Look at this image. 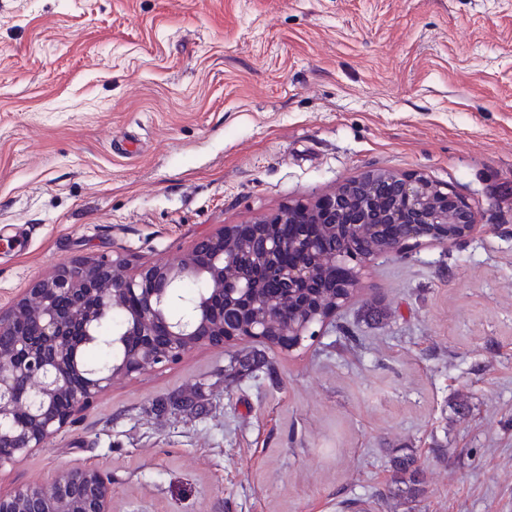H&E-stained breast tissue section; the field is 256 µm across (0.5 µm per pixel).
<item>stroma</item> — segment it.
I'll return each instance as SVG.
<instances>
[{"label":"stroma","mask_w":512,"mask_h":512,"mask_svg":"<svg viewBox=\"0 0 512 512\" xmlns=\"http://www.w3.org/2000/svg\"><path fill=\"white\" fill-rule=\"evenodd\" d=\"M370 170L454 187L477 231L377 259L272 373L225 386L238 341L115 379L0 494L95 467L112 512H512V0H0V306ZM392 470L396 482L405 485V493L411 499L417 498L423 491V469L418 464V458L414 451L397 455L392 460Z\"/></svg>","instance_id":"obj_1"}]
</instances>
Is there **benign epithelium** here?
<instances>
[{"mask_svg":"<svg viewBox=\"0 0 512 512\" xmlns=\"http://www.w3.org/2000/svg\"><path fill=\"white\" fill-rule=\"evenodd\" d=\"M301 220L333 230L341 226L353 239L378 237L385 225L400 224L404 238L421 245L456 244L477 228L471 206L452 188L421 174L370 171L312 204L293 203L250 221L258 232L249 247L236 245V226L226 224L197 238L176 263L131 272L119 255L73 258L52 276L32 279L9 306L0 307V465L45 447L115 376L176 363L202 343L224 347L233 335L224 329L228 308L248 316L241 338L266 341L280 335L282 320L271 303L284 294L297 299L288 335H320L327 318L315 319L299 292L346 264L347 256L328 255L300 233L287 241L270 232L274 224ZM432 224H445L448 232L436 239L427 231ZM287 248L298 258L283 267L277 259ZM399 252V244L387 241L370 250L332 296L329 315L348 302L345 288L358 284L375 256ZM188 279L201 280L205 288L174 317L171 309ZM145 284L152 288L139 308L127 312L112 335L101 336L99 327L112 310ZM93 341L112 350L110 362L80 360V349ZM63 395L70 401L66 412L58 408ZM0 512H112V483L97 468L67 469L46 486L0 495Z\"/></svg>","mask_w":512,"mask_h":512,"instance_id":"1","label":"benign epithelium"}]
</instances>
